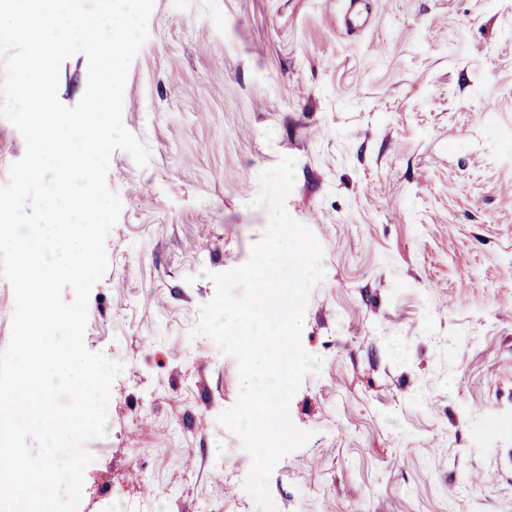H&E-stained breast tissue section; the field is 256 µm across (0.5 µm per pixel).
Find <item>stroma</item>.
I'll return each mask as SVG.
<instances>
[{"label": "stroma", "instance_id": "obj_1", "mask_svg": "<svg viewBox=\"0 0 512 512\" xmlns=\"http://www.w3.org/2000/svg\"><path fill=\"white\" fill-rule=\"evenodd\" d=\"M154 0L124 88L84 343L124 365L83 512H259L251 458L217 417L233 356L191 336L209 275L245 263L270 213L260 173L324 250L301 343L322 360L289 405L307 443L276 465L278 512H512V0ZM84 55L58 98L84 93ZM344 8V26L347 31L354 32L364 25L370 17L369 3L365 0H346Z\"/></svg>", "mask_w": 512, "mask_h": 512}]
</instances>
